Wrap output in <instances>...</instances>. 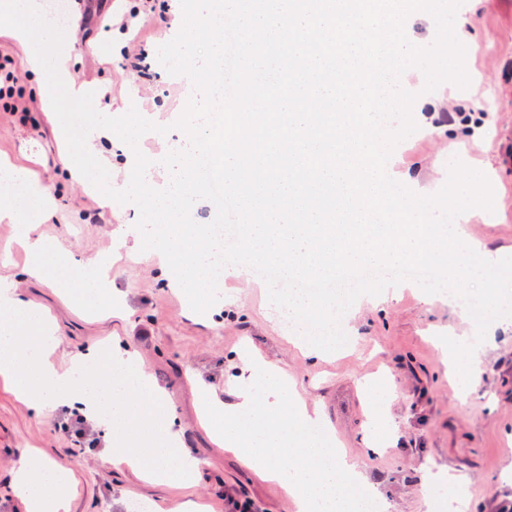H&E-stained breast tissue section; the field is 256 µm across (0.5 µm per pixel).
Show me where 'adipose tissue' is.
Returning <instances> with one entry per match:
<instances>
[{"instance_id": "adipose-tissue-1", "label": "adipose tissue", "mask_w": 512, "mask_h": 512, "mask_svg": "<svg viewBox=\"0 0 512 512\" xmlns=\"http://www.w3.org/2000/svg\"><path fill=\"white\" fill-rule=\"evenodd\" d=\"M0 177L13 183L20 197L39 203L36 217L21 205L0 208V222L13 225L28 249L30 276L51 284L48 258L52 248L39 234L36 220L51 216L54 201L14 165H0ZM56 347L55 332L43 313L0 279V376L12 381L18 399L37 414L50 406H68L82 410L105 428L124 425L126 447L110 457V464L126 465L156 485L175 479L192 482L196 464L181 449L175 418L164 409L161 393L128 350L118 346L106 353L88 349L72 356L70 371L61 373L47 359ZM13 482L25 512H68L74 482L41 454L23 456L13 471Z\"/></svg>"}]
</instances>
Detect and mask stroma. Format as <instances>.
I'll return each instance as SVG.
<instances>
[{
    "label": "stroma",
    "instance_id": "obj_1",
    "mask_svg": "<svg viewBox=\"0 0 512 512\" xmlns=\"http://www.w3.org/2000/svg\"><path fill=\"white\" fill-rule=\"evenodd\" d=\"M162 3L68 0L65 9L66 82L94 87L100 113L120 116L134 107L157 125L134 149L105 129L89 135L88 148L109 170L116 189L127 187L129 159L137 150L151 161L147 183L165 188L170 182L165 155L188 145L174 124L193 94L192 83L170 75L157 59L158 48L179 31L183 13L163 12ZM132 9L139 12L135 28L120 29L122 15ZM454 29L466 47L470 85L464 90L449 85L445 109L433 119L413 108L421 128L395 147L392 159L397 170L435 192L446 183L452 159L488 172L494 208L473 209L466 234L491 250L512 248V0H467ZM139 49L146 50L150 63L144 75L123 66L124 51ZM31 51V45L0 32V62L8 61L17 89L33 108L24 120L0 109V160L24 169L55 198V213L41 230L60 257L55 286L31 280L12 225L0 223V275L55 323L60 349L117 343L133 352L175 412L183 446L198 468L188 487L179 480L152 485L128 468L103 466L120 429L108 433L91 424L95 446L75 447L57 427L64 408L34 414L0 379V505L7 512H24L12 472L32 448L75 478L72 512H154V504L173 506L190 492L203 499L208 512H225L228 494L251 499L256 512H294L278 484L211 436L196 408L205 389L224 404L236 403L246 355L279 367L297 383L302 401L320 411L337 445L385 490L392 512H425L431 497L457 503L456 512L512 507V488L504 482L512 470V318L490 325L465 385L445 363L438 337L449 331L475 335L474 321L462 302H449L444 293L424 296L411 280L378 309L353 308L349 349L323 361L305 357L288 341V323L274 315L267 285L258 278L224 277L223 315L212 320L189 315L185 295L170 287L152 262L131 261L116 246L123 225L137 223L136 206L106 201L71 178L73 163L57 136L60 122L40 94L44 76L29 67ZM106 256L112 259V291L125 312L121 318L93 311L75 293V265ZM143 327L148 336H139ZM376 390L388 396V415L378 426L370 421ZM371 431L388 441L382 454L361 447ZM440 469L447 471L448 483L436 488L431 475Z\"/></svg>",
    "mask_w": 512,
    "mask_h": 512
}]
</instances>
